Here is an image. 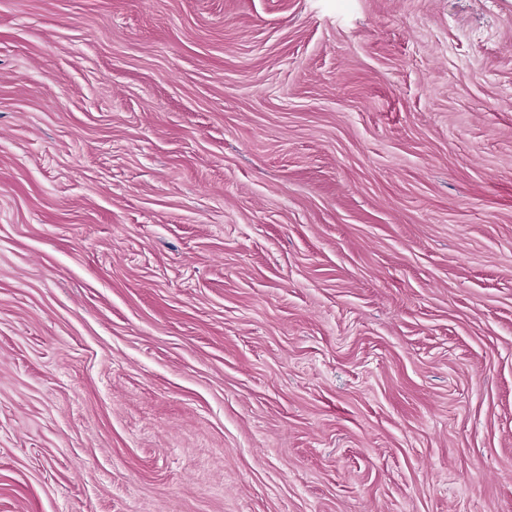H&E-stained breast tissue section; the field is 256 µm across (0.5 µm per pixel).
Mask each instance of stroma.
<instances>
[{
  "mask_svg": "<svg viewBox=\"0 0 512 512\" xmlns=\"http://www.w3.org/2000/svg\"><path fill=\"white\" fill-rule=\"evenodd\" d=\"M0 512H512V0H0Z\"/></svg>",
  "mask_w": 512,
  "mask_h": 512,
  "instance_id": "1",
  "label": "stroma"
}]
</instances>
